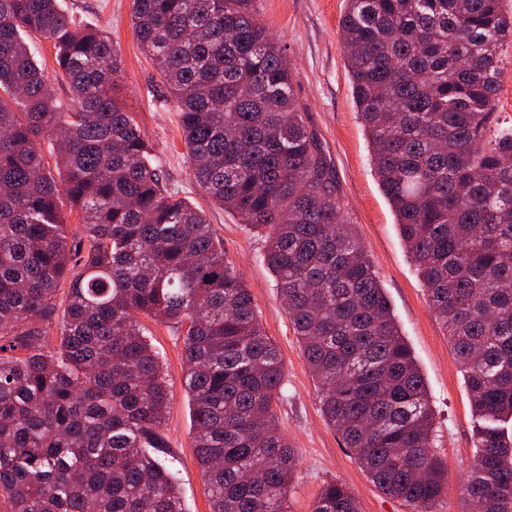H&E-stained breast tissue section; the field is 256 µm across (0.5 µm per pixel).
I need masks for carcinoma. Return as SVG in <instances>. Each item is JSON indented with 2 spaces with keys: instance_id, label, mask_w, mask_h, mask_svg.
Instances as JSON below:
<instances>
[{
  "instance_id": "carcinoma-1",
  "label": "carcinoma",
  "mask_w": 512,
  "mask_h": 512,
  "mask_svg": "<svg viewBox=\"0 0 512 512\" xmlns=\"http://www.w3.org/2000/svg\"><path fill=\"white\" fill-rule=\"evenodd\" d=\"M131 13L195 182L265 243L327 423L385 495L436 512L448 464L426 385L286 49L253 0H131ZM32 34L53 42L76 109L62 111ZM340 34L380 187L470 395L461 493L475 512H512V125L495 112L512 12L504 0H346ZM121 70L112 40L58 0H0V492L11 512H182L156 457L170 395L143 314L185 327L210 512H288L299 454L274 408L282 357L205 213L163 185L114 94ZM312 512L361 510L333 480Z\"/></svg>"
}]
</instances>
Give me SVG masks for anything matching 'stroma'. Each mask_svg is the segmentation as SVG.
Masks as SVG:
<instances>
[{
  "label": "stroma",
  "instance_id": "stroma-1",
  "mask_svg": "<svg viewBox=\"0 0 512 512\" xmlns=\"http://www.w3.org/2000/svg\"><path fill=\"white\" fill-rule=\"evenodd\" d=\"M59 3L82 25L103 30L111 37L122 58L117 88L121 103L133 113L150 144L163 181L205 212L253 295L264 331L280 351L285 374L275 409L280 429L300 455L288 491L289 512H311L323 484L334 479L353 491L361 512H412L407 503L386 496L367 478L325 422L317 398L318 385L264 261V244L197 187L176 103L166 100L158 70L134 35L131 0ZM256 6L270 32L286 49L293 66L295 93L305 107L309 128L317 133L334 167L344 213L355 226L399 330L424 376L434 413L436 446L448 463V495L439 512H467L460 486L475 453L470 398L446 331L426 301L395 213L374 174L373 155L353 102L339 33L345 0H256ZM141 324L162 356L172 396L164 430L169 452L161 460L177 476L183 512H210L192 445L182 334L147 317Z\"/></svg>",
  "mask_w": 512,
  "mask_h": 512
}]
</instances>
